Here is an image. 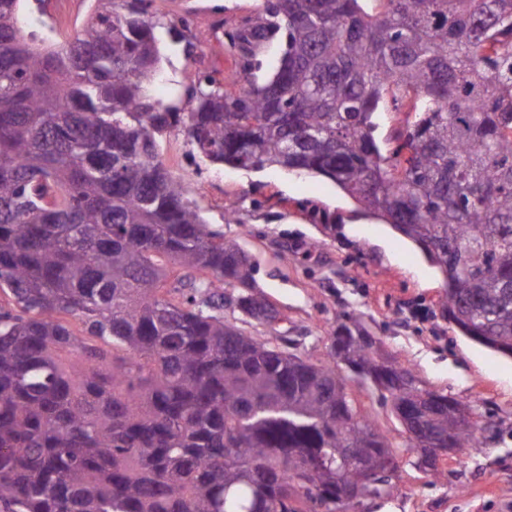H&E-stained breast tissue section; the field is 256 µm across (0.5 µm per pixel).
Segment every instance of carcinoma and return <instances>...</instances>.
I'll use <instances>...</instances> for the list:
<instances>
[{"instance_id": "cac0c4a2", "label": "carcinoma", "mask_w": 512, "mask_h": 512, "mask_svg": "<svg viewBox=\"0 0 512 512\" xmlns=\"http://www.w3.org/2000/svg\"><path fill=\"white\" fill-rule=\"evenodd\" d=\"M20 2L0 0V512H349L363 472L336 449L394 448L345 399L342 359L371 365L372 336L342 324L345 355L333 335L312 359L225 320L217 282L257 324L280 311L158 139L331 180L445 274L451 324L512 354V0H266L228 34L243 87L203 74L187 112L150 93L152 0H95L59 48ZM377 112L414 113L386 153ZM374 374L407 447L470 442L466 405L395 359Z\"/></svg>"}]
</instances>
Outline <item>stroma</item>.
<instances>
[{
    "mask_svg": "<svg viewBox=\"0 0 512 512\" xmlns=\"http://www.w3.org/2000/svg\"><path fill=\"white\" fill-rule=\"evenodd\" d=\"M92 0H23L49 44L66 41ZM160 28L161 76L153 96L179 111L199 75L235 73L226 35L258 22L263 0H152ZM159 154L191 187L206 221L235 240L255 264L258 293L283 313L260 328L323 357L336 327L360 321L383 354L408 366L427 388L466 404L476 422L471 445L451 455L440 478L427 476L408 448L388 401L360 390L361 409L394 439L400 468L389 495L365 497L352 512H512V357L463 336L443 313V278L423 252L384 221L364 215L332 181L279 170L252 172L192 156L183 128L168 130ZM232 221H225L227 209Z\"/></svg>",
    "mask_w": 512,
    "mask_h": 512,
    "instance_id": "obj_1",
    "label": "stroma"
}]
</instances>
